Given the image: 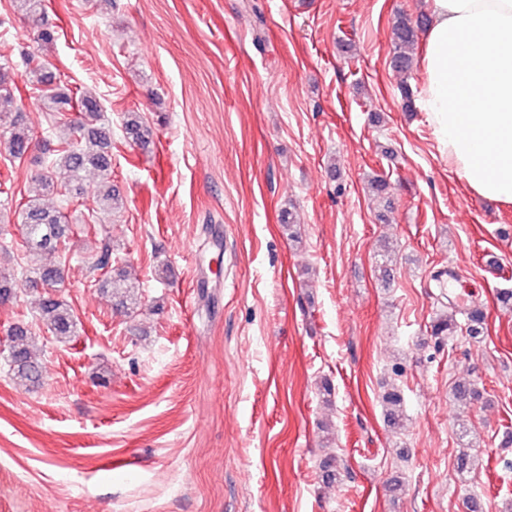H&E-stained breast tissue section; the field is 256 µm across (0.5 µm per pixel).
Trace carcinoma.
I'll list each match as a JSON object with an SVG mask.
<instances>
[{
    "label": "carcinoma",
    "instance_id": "cac0c4a2",
    "mask_svg": "<svg viewBox=\"0 0 512 512\" xmlns=\"http://www.w3.org/2000/svg\"><path fill=\"white\" fill-rule=\"evenodd\" d=\"M423 21L412 22L400 15L394 23L395 51L391 64L399 72H406L413 64V50L418 31ZM34 56H24L25 75L34 85L46 87L40 102L47 112H63L71 107L72 98L63 91L66 76L33 64ZM13 66L5 62L0 64V122L8 121V126L0 131V145L14 158H22L29 150L33 133L24 122L21 113L5 111L13 103L15 80L11 74ZM78 113L65 118L63 125L69 131V137L55 157L50 160L48 174L41 175L44 186L51 192L64 197L69 203L84 193V173L93 169L101 177L97 194V205L107 213L116 212L121 205L119 193L112 185V140L106 127L98 124L102 112L95 93L84 91L77 98ZM124 132L134 145L146 147L150 143L152 132L136 112L127 113L123 123ZM21 224L28 247L32 250L55 254L61 250L62 242L69 231L62 211L33 199L25 204L21 214ZM24 285L46 289L39 303V319L47 330L59 338L73 335L75 320L69 306L50 289L58 287L62 281L61 268L54 264H45L21 274ZM112 287L124 288V295L117 306L125 312L135 309L136 299L133 286L112 281ZM461 330L459 323L451 316H440L431 325L434 336H455ZM9 370L13 377L29 386H37L42 380V365L32 349L35 337L25 326L13 327L9 334ZM388 417L393 422L400 418L403 398L393 389L383 396Z\"/></svg>",
    "mask_w": 512,
    "mask_h": 512
}]
</instances>
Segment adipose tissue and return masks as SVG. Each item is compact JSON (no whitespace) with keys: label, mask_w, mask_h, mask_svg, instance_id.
Returning a JSON list of instances; mask_svg holds the SVG:
<instances>
[{"label":"adipose tissue","mask_w":512,"mask_h":512,"mask_svg":"<svg viewBox=\"0 0 512 512\" xmlns=\"http://www.w3.org/2000/svg\"><path fill=\"white\" fill-rule=\"evenodd\" d=\"M427 2L421 108L471 192L510 204L512 0Z\"/></svg>","instance_id":"adipose-tissue-1"}]
</instances>
